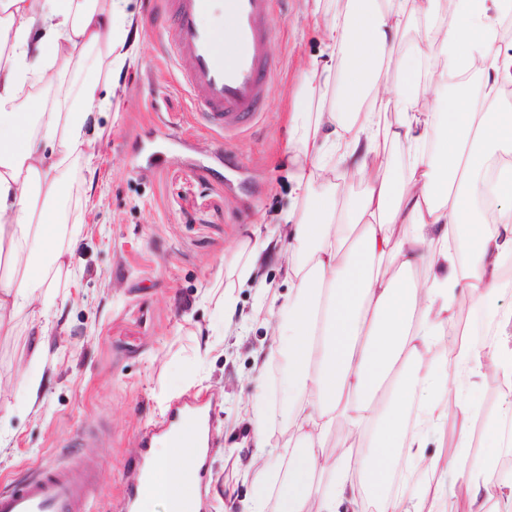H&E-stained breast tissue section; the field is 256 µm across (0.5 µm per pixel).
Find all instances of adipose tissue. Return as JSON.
Listing matches in <instances>:
<instances>
[{"instance_id":"1","label":"adipose tissue","mask_w":512,"mask_h":512,"mask_svg":"<svg viewBox=\"0 0 512 512\" xmlns=\"http://www.w3.org/2000/svg\"><path fill=\"white\" fill-rule=\"evenodd\" d=\"M129 0H0V326L30 316L44 352L53 299L47 279L71 264L79 239L67 225L68 161H93L88 132L103 74L134 58ZM512 0H345L321 37L330 62L312 66L290 118V181L302 202L287 211L288 290L275 296L282 402L299 445L271 441L277 405L257 393L250 419L257 472L249 512H512V476L498 473L512 447V400L482 416L475 393L486 372L512 390V309L500 307L512 267V52L494 15ZM418 34L396 41L409 20ZM401 78L389 84L385 63ZM85 77L48 105L31 80ZM479 73L481 90L464 75ZM405 161L394 164L391 146ZM359 181L349 195L337 171ZM426 267V278L416 271ZM497 322L493 337L441 338L457 287ZM484 450L470 456L475 422ZM452 427L448 452L432 451ZM361 448L325 452L329 435ZM287 458V483L267 467ZM190 449L163 448L160 478L139 512L169 504L189 484ZM400 489H393V482Z\"/></svg>"}]
</instances>
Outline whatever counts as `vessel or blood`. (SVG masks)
Returning a JSON list of instances; mask_svg holds the SVG:
<instances>
[{
  "instance_id": "obj_1",
  "label": "vessel or blood",
  "mask_w": 512,
  "mask_h": 512,
  "mask_svg": "<svg viewBox=\"0 0 512 512\" xmlns=\"http://www.w3.org/2000/svg\"><path fill=\"white\" fill-rule=\"evenodd\" d=\"M212 0H165L172 15L169 48L192 61L181 81L193 103L211 124L227 132L249 125L264 108L268 94V41L276 0H223L222 14L231 26L226 52L215 49V31L206 19ZM163 428L183 447L181 434L192 429L198 450L195 467L203 469L209 416L192 404L167 411ZM141 483L125 495L129 512L156 485L159 477L151 453L140 460ZM99 472L46 465L28 477L0 485V512H89L90 490Z\"/></svg>"
}]
</instances>
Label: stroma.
<instances>
[{"instance_id":"35a3bbf8","label":"stroma","mask_w":512,"mask_h":512,"mask_svg":"<svg viewBox=\"0 0 512 512\" xmlns=\"http://www.w3.org/2000/svg\"><path fill=\"white\" fill-rule=\"evenodd\" d=\"M344 0H279L269 51V102L245 129H212L180 81L190 62L167 43L162 0H130L138 60L118 77L93 163L69 161V213L80 220L73 258L83 275H53L57 317L42 361L29 319L0 330V481L46 464L96 466L92 512H123L140 473L141 433L185 395L211 412L201 512H246L254 469L250 403L279 398L257 364L274 345L266 321L288 285L284 245L262 250L256 279L236 289L241 315L223 320L227 267L244 244L278 235L300 206L288 179L289 114L311 62H326L320 29ZM39 375L30 399L24 384Z\"/></svg>"}]
</instances>
